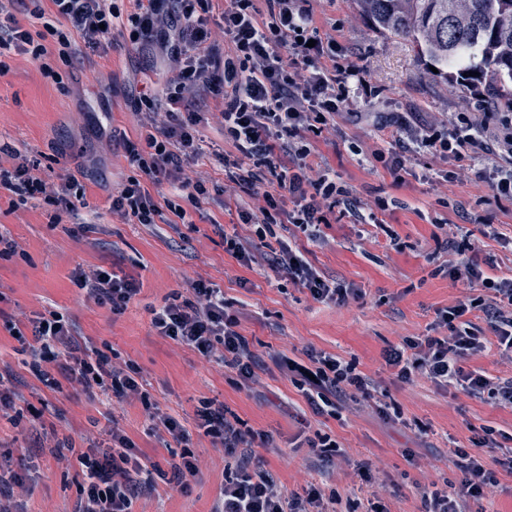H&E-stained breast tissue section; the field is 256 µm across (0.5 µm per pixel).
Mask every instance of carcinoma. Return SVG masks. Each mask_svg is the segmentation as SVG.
I'll list each match as a JSON object with an SVG mask.
<instances>
[{"label": "carcinoma", "instance_id": "carcinoma-1", "mask_svg": "<svg viewBox=\"0 0 512 512\" xmlns=\"http://www.w3.org/2000/svg\"><path fill=\"white\" fill-rule=\"evenodd\" d=\"M358 2L380 31L411 38L430 62L460 79L485 82L493 106L512 111V0ZM476 56L480 63L469 65Z\"/></svg>", "mask_w": 512, "mask_h": 512}]
</instances>
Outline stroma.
I'll list each match as a JSON object with an SVG mask.
<instances>
[{"label": "stroma", "instance_id": "35a3bbf8", "mask_svg": "<svg viewBox=\"0 0 512 512\" xmlns=\"http://www.w3.org/2000/svg\"><path fill=\"white\" fill-rule=\"evenodd\" d=\"M311 5L315 27L363 66L377 93L351 91L335 134L314 139L310 161L314 169L334 170L359 208L372 207L379 197L390 202L379 225L347 216L320 225V242L305 245L319 274L358 288L359 297L343 305L315 301L262 260L244 265L225 252L223 234L238 222L231 192L217 195L203 214L175 231L112 214L109 194L135 173L123 150L124 141L140 134L130 91L141 86L145 68L159 64L154 48L127 44L116 34L107 57L76 64L64 85L44 79L24 55L14 56L10 72L0 77V144L41 156L43 175L51 181L58 173L56 158L65 157L69 168L82 173L86 200L57 224L49 207L13 210L0 200V234L17 244L14 253L0 256V372L11 373L10 387L27 405L20 425L0 420V455L21 458L26 466V482L14 492L24 512H79L80 465L74 456H53L51 449L67 437L107 442L113 426L161 468L187 447L198 462L186 490L158 484L136 501L135 512H211L233 460L195 427L203 398L223 402L248 427L270 435L259 454L288 489L314 484L363 502L376 497L390 512H419L421 487L459 483L462 474L450 451L468 447L472 428L501 430V446L512 447V408L421 375L399 381L383 359L388 346L430 334L436 310L482 296V289L439 273L451 257L445 240L474 234L479 257L492 263L493 275H512V200L471 177L440 179L447 165L428 151L412 156L413 174L402 182L371 155L385 144L405 150L404 143L383 140L379 126L390 113H407L413 126L423 127L442 116L488 112V90L432 72L409 38L379 32L356 0ZM97 268L140 281V293L123 314H112L76 284L77 271ZM200 278L223 289L241 332L264 362L250 389L237 388L223 364L158 336L152 326L153 309ZM52 309L70 317L77 335L92 338L114 366L135 365L152 401L187 428L188 445L158 444L137 398L96 396L67 381L54 391L37 387L7 325L27 328L30 318ZM311 350L354 363L375 380V400L400 406L404 423L384 421L375 401L359 397L346 401L339 417L314 414L272 361L281 354L303 363ZM318 432L340 446L331 459L303 445ZM362 461L371 464L367 484L355 473Z\"/></svg>", "mask_w": 512, "mask_h": 512}]
</instances>
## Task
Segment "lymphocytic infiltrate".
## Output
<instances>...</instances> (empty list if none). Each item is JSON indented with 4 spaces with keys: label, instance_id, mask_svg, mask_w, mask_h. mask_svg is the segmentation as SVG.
Listing matches in <instances>:
<instances>
[{
    "label": "lymphocytic infiltrate",
    "instance_id": "lymphocytic-infiltrate-1",
    "mask_svg": "<svg viewBox=\"0 0 512 512\" xmlns=\"http://www.w3.org/2000/svg\"><path fill=\"white\" fill-rule=\"evenodd\" d=\"M129 10H120L113 0H0V77L10 70L11 54H23L36 62L44 78L63 84V67L77 56H104L112 49L113 34L134 45L159 50L165 68L162 90H155L152 77H144L133 108L142 130L139 141L127 142L126 158L136 170L110 196L113 212L136 224H169L177 228L187 207L201 208L213 195L205 177L192 173L188 161L203 155L200 126L216 120L224 139L236 154L224 161V176L233 192L263 199L260 211L238 205L239 228L225 235L224 249L241 263H248L249 248L258 241L271 246L270 266L284 273L295 286L319 302L342 304L355 291L312 270L300 248L278 242L276 225L286 220L294 232L316 239L319 227L328 223L335 208L355 216L358 223H377V212L361 213L349 191L337 186L334 172L314 170L310 136L336 129V116L349 105L351 86H365L359 66L336 59V42L320 38L313 24L309 0H128ZM39 20L31 30L17 19L15 5ZM229 43L219 52L216 39ZM214 102L211 112L193 106L197 97ZM392 137L407 140L409 152L434 150L449 159L459 174H474L491 180L498 196L512 199V167L488 168L484 159L503 151L512 153V118L502 117L498 132H490L488 120L460 116L458 123L438 119L431 126L412 128L406 117L390 121ZM266 170L276 183L268 191L257 170ZM48 186L39 159H23L7 167L0 163V192L13 205L35 200L56 212L76 209L84 189L69 169ZM171 184L178 199H155L149 185ZM473 243L459 247L457 261L444 266L452 281L488 290V298L465 299L437 310L435 326L447 328L444 336H418L383 353L387 366L398 379L422 375L433 383L451 387L479 399L512 406V378H490L463 366L466 358L496 348L512 360V277L487 276ZM77 284L89 298L121 314L140 291V283L128 275L100 269L78 275ZM222 289L206 280L192 283L188 295H174L154 310L152 325L159 336L189 347L202 356H212L223 346L221 363L236 376L238 387L255 377L259 366L237 315L228 313ZM480 311L489 334H481L470 315ZM21 350L30 361L34 378L48 389L62 381H78L85 390L100 389L121 398L140 392L133 373L113 367L111 359L92 346L77 341L63 314L51 311L32 323V338ZM301 364L280 357L279 366L304 393L318 415H336L348 393L371 397V380L357 372L355 364L338 357L308 353ZM197 425L225 452L238 455L235 470L226 471L224 487L213 512H358L353 500L325 494L316 486L304 493L277 485L264 467L256 447L269 444L263 432L245 427L223 403L204 398L196 410ZM151 430L158 442H176L184 447L169 470L152 463L135 443L119 431H111L104 448L81 450L72 440L54 448L55 455H75L85 480L80 486L81 512H134L138 497L153 489L157 480L186 489L189 477L198 472L196 458L188 450V433L174 418L152 413ZM494 431H474L470 445L455 449V465L462 473L458 489L422 488L423 512H469L470 501L480 499L493 477L486 468L485 452L497 448Z\"/></svg>",
    "mask_w": 512,
    "mask_h": 512
}]
</instances>
